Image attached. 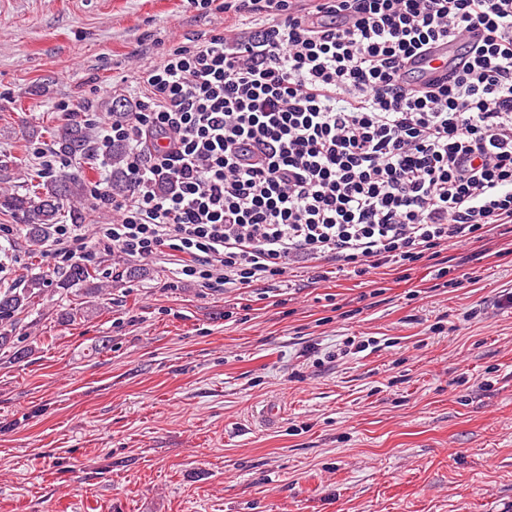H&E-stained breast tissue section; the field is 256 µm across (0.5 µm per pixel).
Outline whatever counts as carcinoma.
<instances>
[{
  "label": "carcinoma",
  "instance_id": "obj_1",
  "mask_svg": "<svg viewBox=\"0 0 512 512\" xmlns=\"http://www.w3.org/2000/svg\"><path fill=\"white\" fill-rule=\"evenodd\" d=\"M85 134L76 129L61 128L57 131V139L64 151L77 153L81 151ZM126 156L122 147L112 150V189L121 191L125 184ZM84 192L81 183L70 181L61 176L36 186L33 192L23 194L11 193L0 195V208L13 214L26 215L28 239L33 250H39L51 233L52 225L58 223L64 204L78 199ZM95 278V272L83 265H76L60 288L68 289L79 283H87ZM44 280L32 277L27 280L25 288L16 291L0 292V322L11 319L35 304L36 298L43 294Z\"/></svg>",
  "mask_w": 512,
  "mask_h": 512
}]
</instances>
